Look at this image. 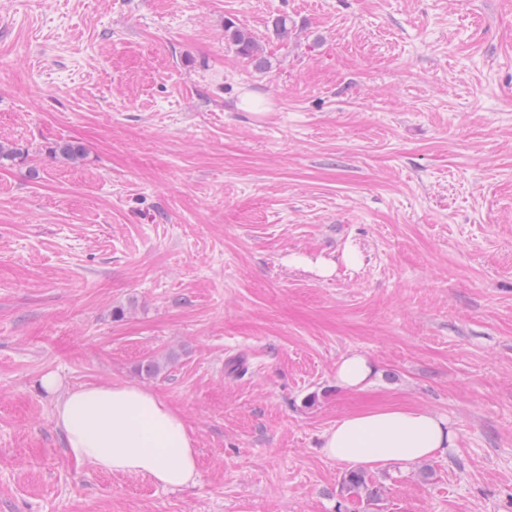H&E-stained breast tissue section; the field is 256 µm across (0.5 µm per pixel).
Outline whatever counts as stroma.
Here are the masks:
<instances>
[{
	"label": "stroma",
	"instance_id": "1",
	"mask_svg": "<svg viewBox=\"0 0 512 512\" xmlns=\"http://www.w3.org/2000/svg\"><path fill=\"white\" fill-rule=\"evenodd\" d=\"M0 143V512H512V0H0ZM47 375L166 400L195 484L76 463ZM387 405L457 439L370 503L322 436ZM224 39L234 47L235 53L247 60L256 69L267 67V61L263 57L259 43L245 29L237 26L233 21H228L224 26ZM375 372L373 363L366 355L351 352L336 366V384L345 390H364L372 384Z\"/></svg>",
	"mask_w": 512,
	"mask_h": 512
}]
</instances>
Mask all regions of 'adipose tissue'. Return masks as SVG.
<instances>
[{"label": "adipose tissue", "instance_id": "obj_1", "mask_svg": "<svg viewBox=\"0 0 512 512\" xmlns=\"http://www.w3.org/2000/svg\"><path fill=\"white\" fill-rule=\"evenodd\" d=\"M374 375L373 363L359 352L336 367L337 385L350 391L368 388ZM42 383L57 394L54 424L71 458L169 489L195 482V441L182 414L155 393L112 383L63 390L51 376ZM454 440L447 418L432 410L385 407L337 419L323 435L322 452L351 469H409L438 457Z\"/></svg>", "mask_w": 512, "mask_h": 512}]
</instances>
